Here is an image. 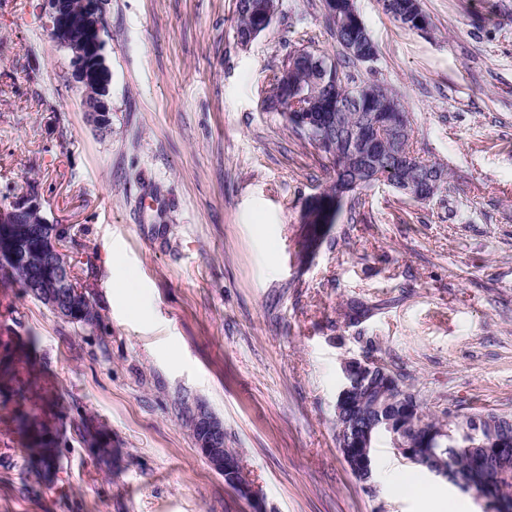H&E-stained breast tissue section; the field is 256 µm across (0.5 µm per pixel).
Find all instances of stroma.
I'll return each instance as SVG.
<instances>
[{
  "label": "stroma",
  "instance_id": "stroma-1",
  "mask_svg": "<svg viewBox=\"0 0 512 512\" xmlns=\"http://www.w3.org/2000/svg\"><path fill=\"white\" fill-rule=\"evenodd\" d=\"M420 3L425 30L356 0L378 46L358 71L398 96L451 189L356 191L307 253L302 214L332 162L263 102L287 49L337 57L322 0H282L246 47L236 0H104L102 131L46 0H0V204L39 194L72 261L95 265L100 315L71 324L0 282V358L27 354L16 379L56 442L38 475L0 385V512H252L197 449L183 411L199 403L264 512H445L390 480L431 475L386 442L369 484L336 444L351 357L401 366L430 412L512 415V0ZM355 301L372 309L353 324Z\"/></svg>",
  "mask_w": 512,
  "mask_h": 512
}]
</instances>
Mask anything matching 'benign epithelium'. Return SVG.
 Here are the masks:
<instances>
[{
	"label": "benign epithelium",
	"instance_id": "1",
	"mask_svg": "<svg viewBox=\"0 0 512 512\" xmlns=\"http://www.w3.org/2000/svg\"><path fill=\"white\" fill-rule=\"evenodd\" d=\"M53 40L70 54L72 75L82 90V106L87 118L97 127L111 124L109 106L111 70L105 56L104 15L99 0H83L81 30L76 33L71 25L68 0H47ZM404 24L419 30L428 28V20L421 13L416 0L405 4L400 16ZM402 133L392 118H381L373 124V130L363 129L350 138L349 152L364 163L375 153L376 146ZM441 183L434 173L425 177L421 185H402L400 191L409 196L433 195ZM39 195L30 193L20 202L0 205V266H27L31 276L26 280V291L40 298L63 320L73 318L75 304L84 301L93 304L90 292L76 285L71 278L68 256L59 243L54 225L44 220L40 224L29 223L30 216L42 212ZM382 364L367 358H348L341 362L342 388L336 397V414L346 419L340 427L343 459L349 469L372 477L374 460L368 454L370 431H359V416L347 413L344 398L363 381L369 373ZM464 447L478 449L473 474L481 482L484 491L478 497L485 500L488 510L501 508L491 493L489 473L512 465V418L507 415L482 418L466 430ZM195 444L211 468L226 480L234 477L233 457L225 448L224 426L201 409L195 414ZM392 448L406 460L420 458L421 449L408 446L397 433H392Z\"/></svg>",
	"mask_w": 512,
	"mask_h": 512
}]
</instances>
